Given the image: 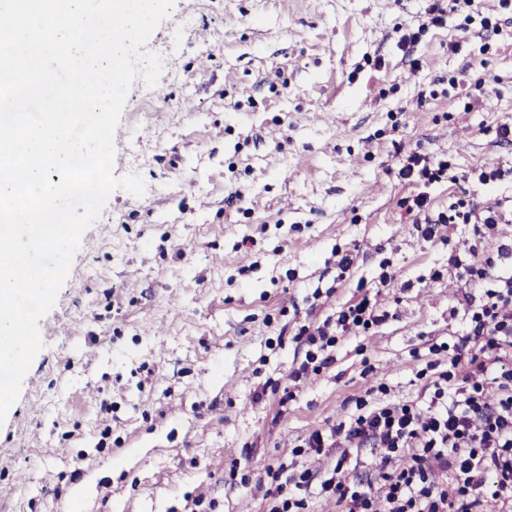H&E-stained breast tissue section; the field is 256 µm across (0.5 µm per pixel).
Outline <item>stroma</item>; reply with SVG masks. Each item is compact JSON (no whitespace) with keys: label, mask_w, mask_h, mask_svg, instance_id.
Listing matches in <instances>:
<instances>
[{"label":"stroma","mask_w":512,"mask_h":512,"mask_svg":"<svg viewBox=\"0 0 512 512\" xmlns=\"http://www.w3.org/2000/svg\"><path fill=\"white\" fill-rule=\"evenodd\" d=\"M447 5L175 0L146 45L160 79L135 80L120 116L132 140L114 173L146 191L110 196L39 322L44 347L0 425V512H266L267 466L331 465L290 450L364 394L363 360L393 397L417 393L431 342L462 331L449 311L465 289L447 231L423 238L401 208L398 161L454 158L459 181L430 189L437 212L512 193V174L464 178L512 164L495 134L512 120V11L486 0L498 31L464 34ZM366 295L386 322L289 383L299 327Z\"/></svg>","instance_id":"stroma-1"}]
</instances>
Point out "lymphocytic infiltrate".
I'll return each mask as SVG.
<instances>
[{"label":"lymphocytic infiltrate","instance_id":"lymphocytic-infiltrate-1","mask_svg":"<svg viewBox=\"0 0 512 512\" xmlns=\"http://www.w3.org/2000/svg\"><path fill=\"white\" fill-rule=\"evenodd\" d=\"M454 170L448 155L417 150L404 157L398 176L417 188L400 205L422 237L449 224L473 227V237L457 240L448 258L456 279L476 290L465 302L462 334L430 346L416 396L393 400L388 383L373 382L351 398L345 420L293 446L292 455L330 453L334 462L321 474L292 473L268 488V512H309L304 492L313 484L339 512H484L489 498L499 512H512V268L478 247L479 237L512 224V199L490 206L462 200L433 212L428 189ZM386 318L365 297L341 307L335 320L302 325L295 340L305 355L291 380L320 372L349 337ZM359 467L372 481L354 477Z\"/></svg>","mask_w":512,"mask_h":512}]
</instances>
